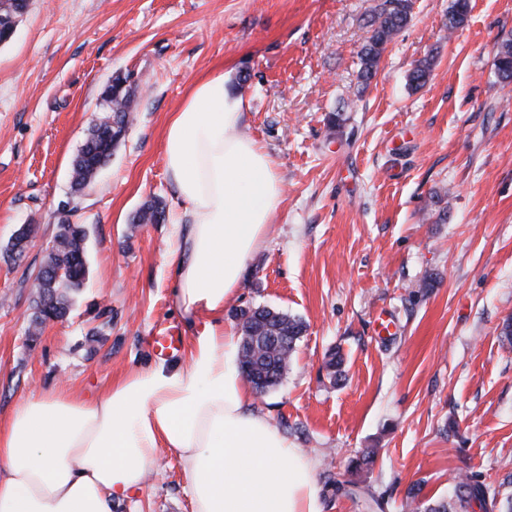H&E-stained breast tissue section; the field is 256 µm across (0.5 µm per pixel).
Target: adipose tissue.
I'll return each instance as SVG.
<instances>
[{"label":"adipose tissue","instance_id":"adipose-tissue-1","mask_svg":"<svg viewBox=\"0 0 512 512\" xmlns=\"http://www.w3.org/2000/svg\"><path fill=\"white\" fill-rule=\"evenodd\" d=\"M244 103L218 72L197 81L163 133L185 205L169 256L174 303L196 331L186 361H157L101 398L31 395L0 422V512H112L159 449L176 452L192 512H322L313 462L254 408L224 308L281 202L270 155L241 134Z\"/></svg>","mask_w":512,"mask_h":512}]
</instances>
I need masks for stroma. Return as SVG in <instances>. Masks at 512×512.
I'll use <instances>...</instances> for the list:
<instances>
[{
  "label": "stroma",
  "mask_w": 512,
  "mask_h": 512,
  "mask_svg": "<svg viewBox=\"0 0 512 512\" xmlns=\"http://www.w3.org/2000/svg\"><path fill=\"white\" fill-rule=\"evenodd\" d=\"M377 0H30L0 45V419L32 392L100 397L155 361V327L194 328L172 299L167 256L181 209L162 133L193 83L224 71L245 103L242 131L276 164L282 202L224 310L300 318L281 383L256 399L312 458L324 512H414L477 475L512 497V86L494 67L512 0H412L370 85L358 52ZM427 83L408 76L424 58ZM129 76L138 112L83 193L71 162L102 115L101 91ZM340 122L328 123L330 113ZM166 223L134 224L147 200ZM88 230L89 275L67 320L30 335L31 281L60 203ZM31 226L24 257L11 239ZM390 314L392 335L375 319ZM345 378L331 380L330 352ZM370 467H356L366 449ZM178 457L112 512H191Z\"/></svg>",
  "instance_id": "stroma-1"
}]
</instances>
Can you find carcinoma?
Returning a JSON list of instances; mask_svg holds the SVG:
<instances>
[{"label": "carcinoma", "mask_w": 512, "mask_h": 512, "mask_svg": "<svg viewBox=\"0 0 512 512\" xmlns=\"http://www.w3.org/2000/svg\"><path fill=\"white\" fill-rule=\"evenodd\" d=\"M411 0H380L368 21V36L360 51L362 69L360 78L369 83L375 76L386 45L412 19ZM470 11L469 0H454L448 12V31L462 27ZM431 60L419 62L409 75L411 85H425L431 72ZM494 66L502 86L512 84V37L497 42ZM106 115L90 130L86 143L72 162L73 186L76 190L88 187L99 170L112 158L116 147L125 139L132 123L136 100L127 78L116 76L102 92ZM165 219L162 204L152 201L144 204L132 217L133 224H159ZM87 254L83 225L73 224L69 218L59 221L54 244L41 265L40 283L34 287L35 298L42 301V316L32 321L38 329L50 320H63L70 314L72 295L85 285L88 266L81 259ZM64 270L57 282L52 272ZM240 369L252 387L262 385L266 390L276 386L288 368L296 342L305 331L304 323L284 313L265 307L241 312ZM498 492L466 474L459 477L455 497L441 500L427 508V512H474L479 508L489 512L497 503Z\"/></svg>", "instance_id": "obj_1"}]
</instances>
